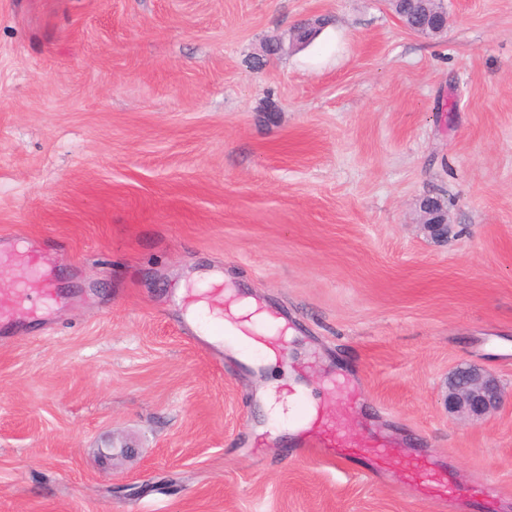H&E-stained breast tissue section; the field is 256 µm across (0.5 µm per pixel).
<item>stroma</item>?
Here are the masks:
<instances>
[{"label": "stroma", "instance_id": "35a3bbf8", "mask_svg": "<svg viewBox=\"0 0 512 512\" xmlns=\"http://www.w3.org/2000/svg\"><path fill=\"white\" fill-rule=\"evenodd\" d=\"M448 14L427 37L383 0H0V251L67 296L0 324V512H442L298 456L263 350L187 319L207 273L219 316L285 319L283 406L348 376L341 433L453 468L456 512L483 487L512 512V0ZM461 364L498 378L494 417L449 416ZM424 215L423 227L435 239L444 240L451 233V224H448L447 210L440 202L432 201L422 204Z\"/></svg>", "mask_w": 512, "mask_h": 512}]
</instances>
